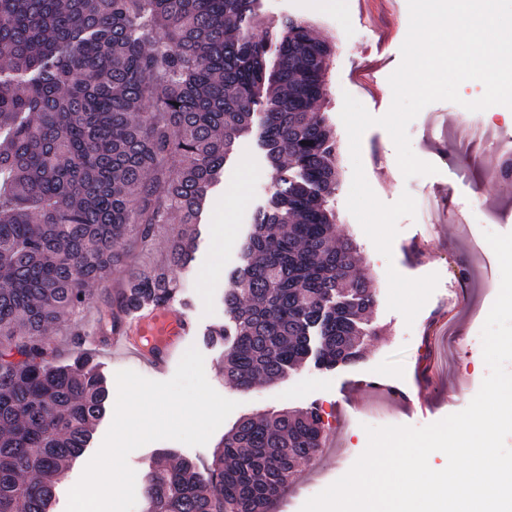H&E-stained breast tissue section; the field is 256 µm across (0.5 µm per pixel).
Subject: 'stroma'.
Segmentation results:
<instances>
[{"mask_svg": "<svg viewBox=\"0 0 512 512\" xmlns=\"http://www.w3.org/2000/svg\"><path fill=\"white\" fill-rule=\"evenodd\" d=\"M260 11L269 21L283 16L303 19L335 47L327 94L318 107L333 125L339 146L340 186L329 205L336 213L337 236L353 238L357 244L361 259L355 271L370 279L376 294L370 321L385 333L365 337L359 361L350 365L326 369L309 361L275 383L261 382L248 391L225 382L224 348L208 344L205 335L212 326L226 321L224 296L234 286L233 273L241 263L240 245L251 231L255 213L267 206L273 192L258 133L240 137L201 215L194 259L175 272L181 283L178 299L197 323L194 345L204 356L206 378L220 395L237 401L238 406L206 445L156 441L134 450L128 463L140 476L162 451L206 464L241 417L313 409L322 420L321 462L301 464L276 507V512H300L309 498L346 474L365 450L367 434L363 428L349 427L350 419L363 417L380 402L385 414L377 418V425L423 427L463 410L478 392L488 368L482 355V324L474 315L488 313L491 303L480 263L472 265L469 286H461L457 280V260L467 243L448 215L453 212L468 218L490 212L497 221L489 229L512 233V192L482 179L483 173L498 163L491 145L476 144L467 154L446 150L442 130L426 127L422 118H415L407 128L411 148L438 171L407 179L388 132L370 127L361 139V160L379 200L392 204L405 193L417 200L427 193L440 199L443 207L431 224L419 214L401 218L392 255L382 256L346 207L352 163L340 112L347 93L373 116H383L389 110L392 90L388 78L401 62L400 48L409 24L407 0H260ZM238 186L244 189L240 202L230 197ZM488 228L480 224L476 230L481 233ZM391 266L408 278L439 276L436 290L413 324H406L399 312L387 308L386 272ZM96 333V310L91 307L77 320L56 324L47 342L63 363L82 352L95 351L113 394L118 371L140 374L144 368L134 358L95 347L92 338ZM452 345L457 354L450 358L446 352ZM111 422V417H104L89 448L62 473L56 512H66L68 493L99 449Z\"/></svg>", "mask_w": 512, "mask_h": 512, "instance_id": "stroma-1", "label": "stroma"}]
</instances>
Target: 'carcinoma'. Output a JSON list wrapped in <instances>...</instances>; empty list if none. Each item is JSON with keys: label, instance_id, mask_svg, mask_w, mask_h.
Listing matches in <instances>:
<instances>
[{"label": "carcinoma", "instance_id": "obj_1", "mask_svg": "<svg viewBox=\"0 0 512 512\" xmlns=\"http://www.w3.org/2000/svg\"><path fill=\"white\" fill-rule=\"evenodd\" d=\"M259 0H0V512H53L59 475L88 448L108 388L86 353L56 365L51 325L112 289L101 323L170 303L235 142L262 106L274 193L241 244L224 296V380L274 382L308 358H360L374 307L353 278L356 247L333 240L336 135L313 112L333 45L304 20L253 36ZM167 236L165 260L129 268L126 241ZM315 411L244 419L203 474L148 467L144 512H269L321 450Z\"/></svg>", "mask_w": 512, "mask_h": 512}]
</instances>
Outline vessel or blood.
Wrapping results in <instances>:
<instances>
[{
  "label": "vessel or blood",
  "mask_w": 512,
  "mask_h": 512,
  "mask_svg": "<svg viewBox=\"0 0 512 512\" xmlns=\"http://www.w3.org/2000/svg\"><path fill=\"white\" fill-rule=\"evenodd\" d=\"M192 328L191 319L172 304L126 315L103 343L131 354L150 371L163 374L180 356Z\"/></svg>",
  "instance_id": "b4317fda"
}]
</instances>
